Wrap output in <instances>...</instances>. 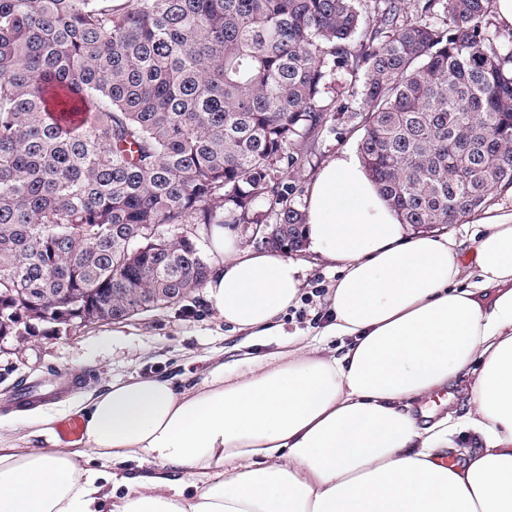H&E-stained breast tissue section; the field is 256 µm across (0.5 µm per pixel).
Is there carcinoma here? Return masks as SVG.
Here are the masks:
<instances>
[{
  "label": "carcinoma",
  "mask_w": 512,
  "mask_h": 512,
  "mask_svg": "<svg viewBox=\"0 0 512 512\" xmlns=\"http://www.w3.org/2000/svg\"><path fill=\"white\" fill-rule=\"evenodd\" d=\"M338 77L364 111L330 98ZM357 118L410 228L511 188L512 40L492 0L410 17L404 0H0V336L203 287L214 224H275L266 244L300 251L290 175Z\"/></svg>",
  "instance_id": "carcinoma-1"
}]
</instances>
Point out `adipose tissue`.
Listing matches in <instances>:
<instances>
[{
    "label": "adipose tissue",
    "mask_w": 512,
    "mask_h": 512,
    "mask_svg": "<svg viewBox=\"0 0 512 512\" xmlns=\"http://www.w3.org/2000/svg\"><path fill=\"white\" fill-rule=\"evenodd\" d=\"M306 214L307 251L341 273L320 333L350 338L341 355L291 341L216 365L198 388L109 384L76 408L78 447L48 416L44 447L0 438V512H512V211L488 215L467 250L408 234L345 153L313 180ZM210 239L207 303L234 330L272 332L300 262L241 250L219 224ZM474 364L459 426L477 450L445 467L447 420L420 424L409 407Z\"/></svg>",
    "instance_id": "1"
}]
</instances>
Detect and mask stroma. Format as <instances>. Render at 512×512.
<instances>
[{"mask_svg":"<svg viewBox=\"0 0 512 512\" xmlns=\"http://www.w3.org/2000/svg\"><path fill=\"white\" fill-rule=\"evenodd\" d=\"M360 127L344 134L323 133L315 141L316 166L291 175L305 196L316 167L324 166L342 153H356ZM304 286L296 304L277 319L272 336H252L231 330L206 305L202 292L181 302L134 316L119 323H101L78 333H55L39 326L34 333L0 340V436L21 448L38 444L36 427L24 423L26 406L17 404L21 388L37 385L50 389L59 377L75 380L68 396L42 401L43 410L53 417L56 432L75 419L72 401L102 391L112 381L129 377H158L179 386L201 382L208 369L219 362H233L245 356L278 353L284 341L313 338L326 323V298L338 274L321 258L303 252Z\"/></svg>","mask_w":512,"mask_h":512,"instance_id":"obj_1","label":"stroma"}]
</instances>
